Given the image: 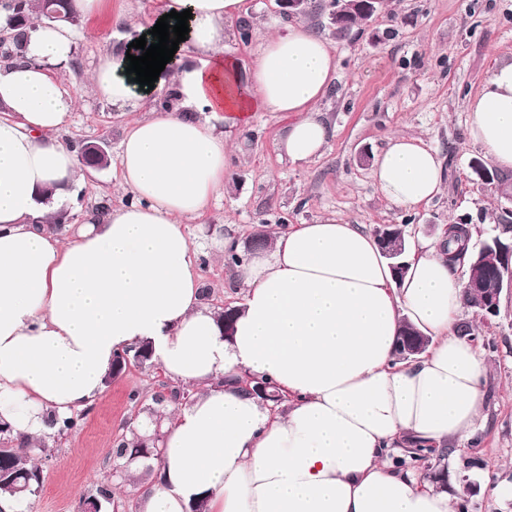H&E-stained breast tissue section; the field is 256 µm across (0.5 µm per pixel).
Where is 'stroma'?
I'll list each match as a JSON object with an SVG mask.
<instances>
[{
	"label": "stroma",
	"mask_w": 512,
	"mask_h": 512,
	"mask_svg": "<svg viewBox=\"0 0 512 512\" xmlns=\"http://www.w3.org/2000/svg\"><path fill=\"white\" fill-rule=\"evenodd\" d=\"M331 0H310L299 21L331 37L339 54L336 81L319 109L330 127L322 156L297 166L278 143L293 112H260L246 131L226 129L234 148L228 192L184 230L199 259L201 282L210 290L204 303L216 312L234 305L241 290L225 267L219 244L229 237L245 244L255 230L283 224H313L333 216L376 233L387 224L405 228L407 245L433 237L449 224H474L483 240L507 209H512V172L498 173L493 184L477 181L470 162L485 158L468 136L467 100L477 94L487 73L512 61V0H388L372 22L336 36L329 25ZM155 0H112L110 10L79 19L82 37L72 57L59 66L69 81L73 105L57 133L69 143H96L105 150L103 168L80 166V189L71 208L70 228L86 214L112 209L126 200L116 179L119 144L126 128L147 109L120 110L99 99L90 77L101 56L137 37L136 22L150 16ZM394 135L420 138L444 168L442 190L429 204L411 211L391 206L376 188L374 157ZM489 372L486 403L475 437L448 451L442 489L467 512H512V295H503L500 312L489 320L464 309ZM174 388L161 366H130L104 384L87 408L78 431L55 437L46 450L29 457L43 471V483L28 501L31 512H81L98 487L112 491L102 512H139L144 490L157 478V462H139L125 477L112 474L113 450L157 409L159 385ZM138 401H130V394ZM472 467H464V460Z\"/></svg>",
	"instance_id": "1"
}]
</instances>
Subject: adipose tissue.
Masks as SVG:
<instances>
[{"label":"adipose tissue","instance_id":"1","mask_svg":"<svg viewBox=\"0 0 512 512\" xmlns=\"http://www.w3.org/2000/svg\"><path fill=\"white\" fill-rule=\"evenodd\" d=\"M245 0H158L147 33L191 10L190 32L156 89L176 103L127 130L118 158L123 205L67 224L77 193L74 149L57 131L73 104L54 71L79 34L36 25L26 58L0 65V417L14 434H49V414L91 406L118 352L150 343L171 379L196 386L162 423L159 481L142 512H456L448 493L394 465L410 442L437 449L470 439L485 405L487 366L457 327L464 308L442 238L421 241L395 280L361 225L326 218L276 232L236 268L244 291L231 338L201 301L198 258L182 229L226 191L232 154L216 125L254 112H295L280 148L296 165L321 155L329 127L317 105L338 68L332 42L301 22L259 36L240 69L224 37ZM126 52L102 57L94 92L120 108L148 95L126 74ZM470 136L512 171V62L494 67L469 103ZM399 209L442 188L437 155L416 138H389L373 168ZM431 343L395 362L402 324ZM250 375L285 394L278 408L231 386Z\"/></svg>","mask_w":512,"mask_h":512}]
</instances>
